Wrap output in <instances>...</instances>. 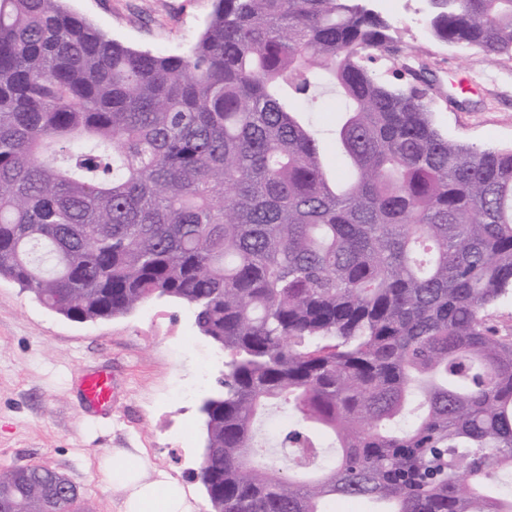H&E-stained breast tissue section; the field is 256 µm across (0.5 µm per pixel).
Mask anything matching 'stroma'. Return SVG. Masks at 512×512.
<instances>
[{"label": "stroma", "mask_w": 512, "mask_h": 512, "mask_svg": "<svg viewBox=\"0 0 512 512\" xmlns=\"http://www.w3.org/2000/svg\"><path fill=\"white\" fill-rule=\"evenodd\" d=\"M214 0H66L68 9L126 46L185 53ZM398 40V60L429 67L441 92L434 118L449 138L512 148V59L487 60L434 40L423 0H379ZM341 102L326 93L310 119L320 148L335 160ZM112 376L109 408H84L80 379ZM224 353L200 336L189 306L165 298L95 322L55 314L0 279V469L45 464L85 491L95 512H118L119 487L100 469L116 448L143 449V464L167 471L211 512L196 473L205 426L199 406L216 388Z\"/></svg>", "instance_id": "obj_1"}]
</instances>
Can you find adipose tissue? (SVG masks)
Segmentation results:
<instances>
[{
	"label": "adipose tissue",
	"instance_id": "ef3b65f1",
	"mask_svg": "<svg viewBox=\"0 0 512 512\" xmlns=\"http://www.w3.org/2000/svg\"><path fill=\"white\" fill-rule=\"evenodd\" d=\"M105 475L124 491L120 512H194L188 494L176 480L147 471L139 449H115Z\"/></svg>",
	"mask_w": 512,
	"mask_h": 512
}]
</instances>
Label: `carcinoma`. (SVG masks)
<instances>
[{
    "instance_id": "1",
    "label": "carcinoma",
    "mask_w": 512,
    "mask_h": 512,
    "mask_svg": "<svg viewBox=\"0 0 512 512\" xmlns=\"http://www.w3.org/2000/svg\"><path fill=\"white\" fill-rule=\"evenodd\" d=\"M432 37L512 58V0H425ZM368 0H214L181 55L0 0V278L77 322L188 304L227 353L200 411L212 512H512V148L448 138ZM344 104L321 158L286 100ZM288 414L271 460L257 432ZM338 448L331 464L312 432ZM89 512L43 464L0 512Z\"/></svg>"
}]
</instances>
